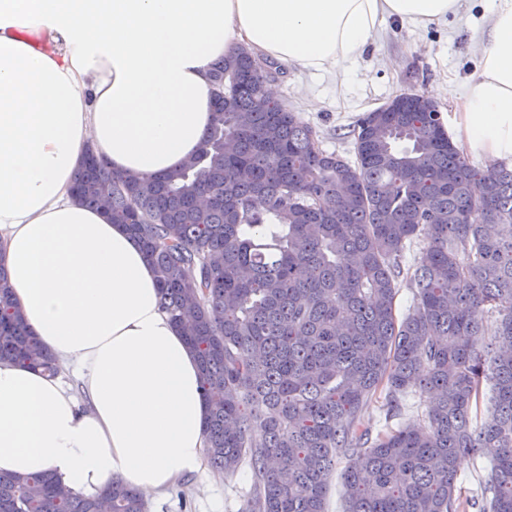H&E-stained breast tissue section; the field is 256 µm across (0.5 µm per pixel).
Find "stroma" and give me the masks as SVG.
I'll use <instances>...</instances> for the list:
<instances>
[{"label":"stroma","mask_w":512,"mask_h":512,"mask_svg":"<svg viewBox=\"0 0 512 512\" xmlns=\"http://www.w3.org/2000/svg\"><path fill=\"white\" fill-rule=\"evenodd\" d=\"M488 22L479 0H462L455 16L426 27L390 21L361 60L340 65L335 79L286 68L273 92L316 129L325 150L350 159L355 121L402 92L434 97L444 119H452L450 100L469 85L476 40ZM250 485L248 467L229 476L206 467L148 496L147 512H241Z\"/></svg>","instance_id":"35a3bbf8"}]
</instances>
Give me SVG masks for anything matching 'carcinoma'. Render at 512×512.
<instances>
[{
	"label": "carcinoma",
	"instance_id": "carcinoma-1",
	"mask_svg": "<svg viewBox=\"0 0 512 512\" xmlns=\"http://www.w3.org/2000/svg\"><path fill=\"white\" fill-rule=\"evenodd\" d=\"M255 69L243 50L213 69L224 97L180 168L116 175L85 160L74 177L86 207L128 225L197 354L211 467L248 465L242 512H325L342 458L345 512H512V168L472 165L418 93L357 121L355 160L329 153ZM400 278L415 303L399 320ZM0 361L59 370L1 266ZM379 392L387 423L409 393L432 399L419 426L373 438L361 416ZM487 448L488 480L465 498L458 461ZM103 497L112 512L147 509L118 483L85 496L46 473H0V512H97Z\"/></svg>",
	"mask_w": 512,
	"mask_h": 512
}]
</instances>
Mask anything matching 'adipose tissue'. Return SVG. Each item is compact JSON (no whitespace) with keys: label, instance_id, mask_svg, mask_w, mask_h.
<instances>
[{"label":"adipose tissue","instance_id":"adipose-tissue-1","mask_svg":"<svg viewBox=\"0 0 512 512\" xmlns=\"http://www.w3.org/2000/svg\"><path fill=\"white\" fill-rule=\"evenodd\" d=\"M491 15L452 141L512 161V0ZM459 0H0V264L59 371L0 362V472L94 495L164 492L200 472L199 362L127 225L83 206L85 148L157 175L213 120L211 66L238 49L302 73L361 58L385 20L426 26Z\"/></svg>","mask_w":512,"mask_h":512}]
</instances>
